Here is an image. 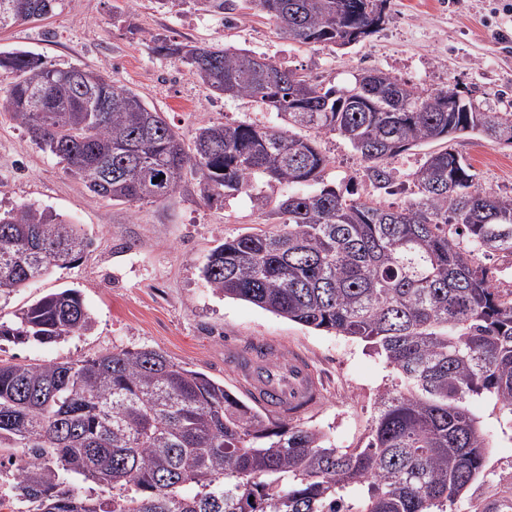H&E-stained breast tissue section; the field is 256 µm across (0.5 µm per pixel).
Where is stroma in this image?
I'll return each mask as SVG.
<instances>
[{
  "label": "stroma",
  "mask_w": 512,
  "mask_h": 512,
  "mask_svg": "<svg viewBox=\"0 0 512 512\" xmlns=\"http://www.w3.org/2000/svg\"><path fill=\"white\" fill-rule=\"evenodd\" d=\"M386 14L377 33L339 49L288 39L252 0H58L48 18L0 31V51L30 50L48 63L112 78L165 113L187 140L208 122L271 126L276 118L253 99L214 97L181 58L158 52L165 37L242 48L339 87L362 69L425 89L454 84L481 109L512 113V15L503 13L501 0H389ZM319 145L330 158L327 184L344 194H371L365 164L345 141L326 135ZM453 146L482 186L512 196V146L478 135ZM27 204L79 224L92 244L70 268L0 295V321L51 292L75 288L95 327L59 343L2 340L0 359L41 364L148 347L233 389L225 347L271 340L282 354H306L323 379L322 398L303 425L329 432L342 448L362 439L378 393L394 377L385 360L358 341L216 294L201 276L224 238L271 228L270 209L254 207L243 193L207 202L191 176L166 203L112 204L70 178L0 111V207ZM470 408L489 448L482 474L452 512H512V415L488 398Z\"/></svg>",
  "instance_id": "35a3bbf8"
}]
</instances>
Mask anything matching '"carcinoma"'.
<instances>
[{
    "instance_id": "carcinoma-1",
    "label": "carcinoma",
    "mask_w": 512,
    "mask_h": 512,
    "mask_svg": "<svg viewBox=\"0 0 512 512\" xmlns=\"http://www.w3.org/2000/svg\"><path fill=\"white\" fill-rule=\"evenodd\" d=\"M252 3L294 41L344 48L381 29L387 0ZM56 4L0 12V30L43 20ZM157 49L185 60L212 93L253 98L278 123L210 122L187 142L131 89L21 49L0 52L11 75L0 110L114 202L163 204L188 174L209 202L244 192L259 209L269 205L259 183L293 188L273 208L274 229L211 249L203 279L226 298L364 342L398 382L378 394L364 440L339 448L157 350L1 359L0 468L14 473L13 512H448L485 465L471 399L490 397L512 415V289L482 262L512 255V197L483 187L448 146L425 154L402 206L345 197L323 184L330 160L316 137H342L373 189L392 194V160L472 134L512 144V113L444 111L437 94L453 88L380 71L336 88L245 50L167 39ZM89 246L51 210H1L0 293L70 266ZM94 325L79 291L65 288L0 321V338L59 343ZM79 480L112 499L84 493Z\"/></svg>"
}]
</instances>
